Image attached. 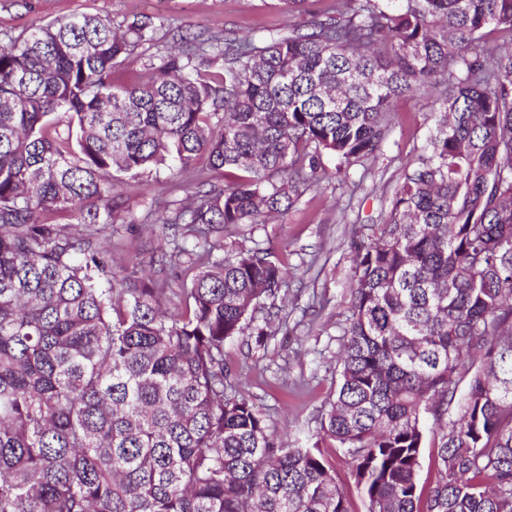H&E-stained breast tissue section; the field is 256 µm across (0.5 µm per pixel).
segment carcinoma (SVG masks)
Returning <instances> with one entry per match:
<instances>
[{"label": "carcinoma", "instance_id": "obj_1", "mask_svg": "<svg viewBox=\"0 0 512 512\" xmlns=\"http://www.w3.org/2000/svg\"><path fill=\"white\" fill-rule=\"evenodd\" d=\"M490 26L512 34V0H336L307 30L188 40L131 82L115 73L147 16L0 41V512H351L322 455L227 392L224 343H264L254 314L288 270L223 233L285 214L323 156L341 172L376 156L392 102L438 88L388 217L351 243L320 429L366 512H512V49ZM201 154L236 175L212 183ZM148 169L196 177L162 218L191 276L177 292L100 242L122 177ZM423 446L421 456V485L424 484L425 492H427L429 488L434 485L435 481L433 459L436 454V448H434L433 436L431 434L427 435Z\"/></svg>", "mask_w": 512, "mask_h": 512}]
</instances>
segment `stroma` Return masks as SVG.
<instances>
[{
    "label": "stroma",
    "mask_w": 512,
    "mask_h": 512,
    "mask_svg": "<svg viewBox=\"0 0 512 512\" xmlns=\"http://www.w3.org/2000/svg\"><path fill=\"white\" fill-rule=\"evenodd\" d=\"M332 5L333 0H309L305 13L290 17L274 0H0V39L74 12L116 22L154 16L149 41L117 74L125 81L137 78L149 59L179 45L181 37L284 35L289 24H309ZM439 107L427 94L394 101L392 131L376 157L344 175L335 174V159L325 157L333 178L307 191L286 216L268 224H240L224 234L228 245L263 242L288 269L286 325L262 344L243 337L224 345L232 389L264 414L271 430L323 450L353 512L366 507L350 461L319 430L320 413L336 388L340 326L351 302L349 244L360 225L387 216L402 168L421 154L430 133L429 115ZM121 192L123 209L107 235L115 262L134 260L155 280L180 288L182 276L165 266L158 250L162 227L146 222L144 215L152 203L161 212L176 206L185 190H171L165 175L145 172L124 177Z\"/></svg>",
    "instance_id": "obj_1"
}]
</instances>
